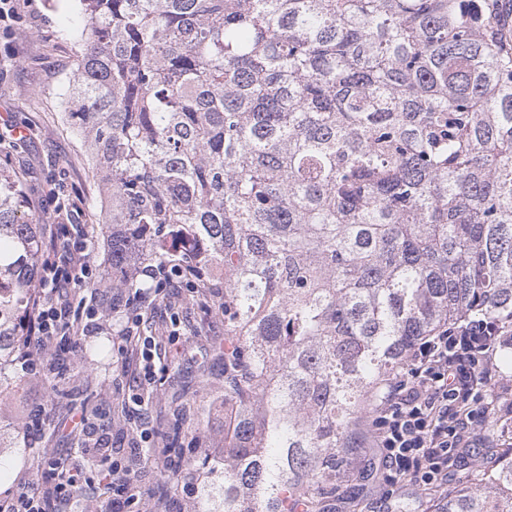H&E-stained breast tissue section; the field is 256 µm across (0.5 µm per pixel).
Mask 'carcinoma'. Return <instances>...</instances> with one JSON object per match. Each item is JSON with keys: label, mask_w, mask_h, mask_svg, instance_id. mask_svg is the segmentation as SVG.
<instances>
[{"label": "carcinoma", "mask_w": 512, "mask_h": 512, "mask_svg": "<svg viewBox=\"0 0 512 512\" xmlns=\"http://www.w3.org/2000/svg\"><path fill=\"white\" fill-rule=\"evenodd\" d=\"M66 118L112 287L166 266L224 314L203 512H323L424 337L512 316V37L498 0H77ZM45 238L0 171V395ZM181 419L165 453L182 457ZM431 512H512V448Z\"/></svg>", "instance_id": "obj_1"}]
</instances>
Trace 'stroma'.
I'll list each match as a JSON object with an SVG mask.
<instances>
[{"mask_svg":"<svg viewBox=\"0 0 512 512\" xmlns=\"http://www.w3.org/2000/svg\"><path fill=\"white\" fill-rule=\"evenodd\" d=\"M80 22L74 0H14V12L0 20V165L26 184V203L38 223L54 230L41 206L51 191L70 203L72 223L88 233L95 268L93 287L79 290L86 305L103 319L101 329L79 344H49L39 355L38 379L23 377L16 392L0 396V421L10 433L27 422L30 398L41 403L45 424L30 436L31 445L14 449L0 474V494L16 487L22 474H35L46 456L81 461L77 441L63 424L82 415L105 425L114 446L142 442L164 460L162 435L174 419L189 431L185 447L218 455L224 429L218 417L224 398V364L211 350L224 339V316L215 302H202L189 288L167 290L164 299L146 303L140 327L154 343V379L137 386L117 362L114 340L126 321L124 307L112 304V281L104 267L107 240L100 228L102 194L82 145L68 123L63 93L77 68L81 47L73 36ZM499 441L469 443L449 486L476 482L477 461L492 462ZM361 476L344 485L327 503L328 512H368L383 484L375 449L358 462ZM141 491L132 512H199L200 495L161 484L154 469L138 477Z\"/></svg>","mask_w":512,"mask_h":512,"instance_id":"1","label":"stroma"}]
</instances>
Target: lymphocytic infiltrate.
<instances>
[{
    "label": "lymphocytic infiltrate",
    "instance_id": "obj_1",
    "mask_svg": "<svg viewBox=\"0 0 512 512\" xmlns=\"http://www.w3.org/2000/svg\"><path fill=\"white\" fill-rule=\"evenodd\" d=\"M92 266L86 235L71 234L67 225H60L46 246L40 284L28 313L30 328L18 349L21 361L32 363L54 337L76 342L97 329L96 310L81 311L71 302L72 290L84 283ZM125 307L129 315L118 333L117 351L123 357L139 352L138 380L146 383L153 368L149 344L138 333L136 299H126ZM511 343L504 322L482 317L440 328L419 341L410 361L369 413L370 441L379 450L384 470L383 500L406 486L444 491L460 445L476 436L480 427L512 419V399L488 395L505 386L494 360ZM95 436L85 453L112 474L108 488L113 505L133 504V486L125 474L139 461V448L110 447L103 426ZM86 482L80 469L44 459L35 482L21 483L0 498V512H78Z\"/></svg>",
    "mask_w": 512,
    "mask_h": 512
}]
</instances>
